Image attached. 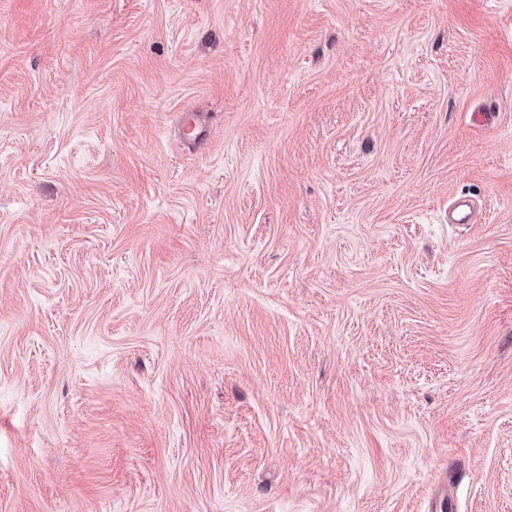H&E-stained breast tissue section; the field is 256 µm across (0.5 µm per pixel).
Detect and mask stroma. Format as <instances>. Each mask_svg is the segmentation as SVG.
<instances>
[{
	"instance_id": "stroma-1",
	"label": "stroma",
	"mask_w": 512,
	"mask_h": 512,
	"mask_svg": "<svg viewBox=\"0 0 512 512\" xmlns=\"http://www.w3.org/2000/svg\"><path fill=\"white\" fill-rule=\"evenodd\" d=\"M440 474L512 512V0H0V512ZM474 211V204L469 198L459 197L448 208V221L452 224H469Z\"/></svg>"
}]
</instances>
